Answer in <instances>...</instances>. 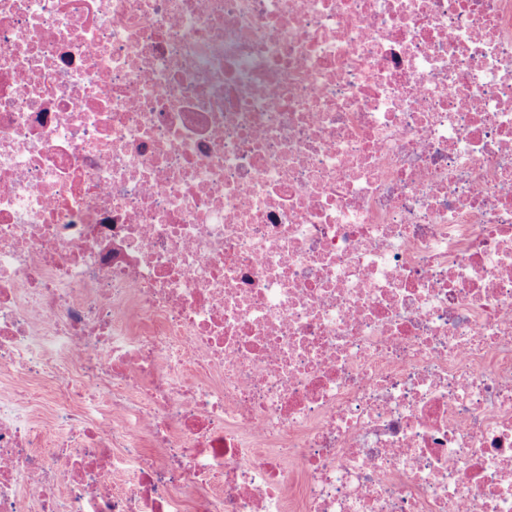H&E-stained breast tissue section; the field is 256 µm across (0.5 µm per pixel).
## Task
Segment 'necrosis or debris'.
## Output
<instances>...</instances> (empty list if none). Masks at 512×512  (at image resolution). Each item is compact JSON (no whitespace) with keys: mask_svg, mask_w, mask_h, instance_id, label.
I'll return each instance as SVG.
<instances>
[{"mask_svg":"<svg viewBox=\"0 0 512 512\" xmlns=\"http://www.w3.org/2000/svg\"><path fill=\"white\" fill-rule=\"evenodd\" d=\"M0 512H512V0H0Z\"/></svg>","mask_w":512,"mask_h":512,"instance_id":"1","label":"necrosis or debris"}]
</instances>
